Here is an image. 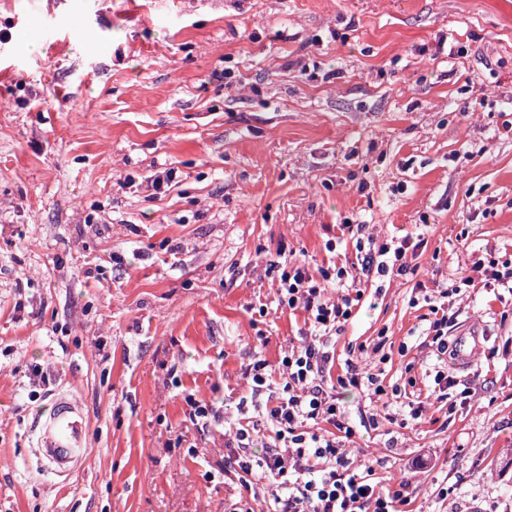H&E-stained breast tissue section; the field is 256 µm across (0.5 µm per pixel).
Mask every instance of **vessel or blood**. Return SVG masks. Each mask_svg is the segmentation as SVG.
<instances>
[{"mask_svg":"<svg viewBox=\"0 0 512 512\" xmlns=\"http://www.w3.org/2000/svg\"><path fill=\"white\" fill-rule=\"evenodd\" d=\"M483 347L480 331L466 328L453 341L457 364L468 363ZM33 453L39 466L66 479L79 472L90 456L88 419L83 404L68 393L58 394L34 423Z\"/></svg>","mask_w":512,"mask_h":512,"instance_id":"vessel-or-blood-1","label":"vessel or blood"}]
</instances>
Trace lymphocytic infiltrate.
<instances>
[{
    "instance_id": "1",
    "label": "lymphocytic infiltrate",
    "mask_w": 512,
    "mask_h": 512,
    "mask_svg": "<svg viewBox=\"0 0 512 512\" xmlns=\"http://www.w3.org/2000/svg\"><path fill=\"white\" fill-rule=\"evenodd\" d=\"M413 247L408 238L395 245L373 244L357 275L324 267L313 275L305 263L281 264L278 301L303 311L315 333L288 349L278 375H271L263 359L245 370L254 413L241 418L226 442L237 451L233 464L241 484L261 476L286 486L288 494L275 497L273 512H403L407 498L402 491H376L369 470L353 466L347 445L354 430L336 405L337 387L369 389L377 396L384 389L376 375L359 372L352 364L343 374L332 375L336 358L325 339L349 320L362 276L392 269L400 275L416 274V267L405 260ZM333 281L341 291L331 299L325 290ZM322 422L332 425L331 433L313 432V425ZM258 440L264 443V453L256 458L252 448Z\"/></svg>"
}]
</instances>
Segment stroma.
I'll return each instance as SVG.
<instances>
[{
	"label": "stroma",
	"instance_id": "35a3bbf8",
	"mask_svg": "<svg viewBox=\"0 0 512 512\" xmlns=\"http://www.w3.org/2000/svg\"><path fill=\"white\" fill-rule=\"evenodd\" d=\"M347 220L426 240L329 340L334 374L379 365L392 393L373 428L337 389L354 464L412 512H512V293L451 297L490 335L466 369L423 301L467 255L512 260V0H0V512H266L275 483L220 474L224 424L304 327L268 267L355 264ZM441 366L454 387L413 418ZM59 390L92 448L62 485L30 451ZM188 393L224 421L196 429ZM428 304L430 317L425 319L429 321L428 334L431 336L432 346L435 347L438 355L448 356V331L454 326L448 318V307L445 308V302L431 301L429 296L424 298ZM436 304H433V303Z\"/></svg>",
	"mask_w": 512,
	"mask_h": 512
}]
</instances>
